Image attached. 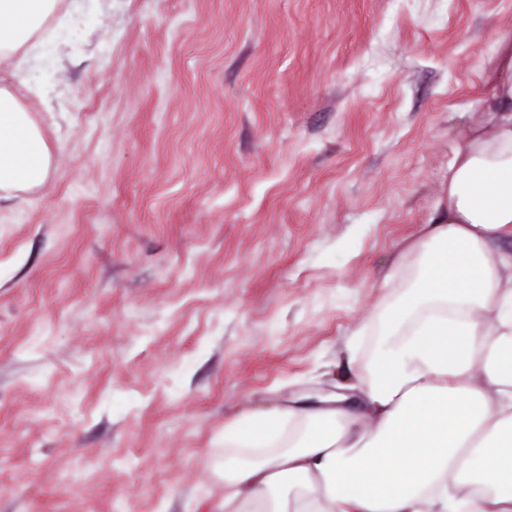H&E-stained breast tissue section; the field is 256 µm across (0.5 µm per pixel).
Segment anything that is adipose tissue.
I'll use <instances>...</instances> for the list:
<instances>
[{"instance_id": "obj_1", "label": "adipose tissue", "mask_w": 512, "mask_h": 512, "mask_svg": "<svg viewBox=\"0 0 512 512\" xmlns=\"http://www.w3.org/2000/svg\"><path fill=\"white\" fill-rule=\"evenodd\" d=\"M103 0H0V62L41 104L64 49L100 44ZM484 125L436 215L346 345L372 423L336 393L241 412L216 443L224 512H512V36ZM32 113L0 86V207L47 180Z\"/></svg>"}]
</instances>
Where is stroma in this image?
<instances>
[{
    "label": "stroma",
    "instance_id": "1",
    "mask_svg": "<svg viewBox=\"0 0 512 512\" xmlns=\"http://www.w3.org/2000/svg\"><path fill=\"white\" fill-rule=\"evenodd\" d=\"M109 24L50 107L0 64L52 154L0 211V512H220L226 419L353 382L512 9L111 0Z\"/></svg>",
    "mask_w": 512,
    "mask_h": 512
}]
</instances>
